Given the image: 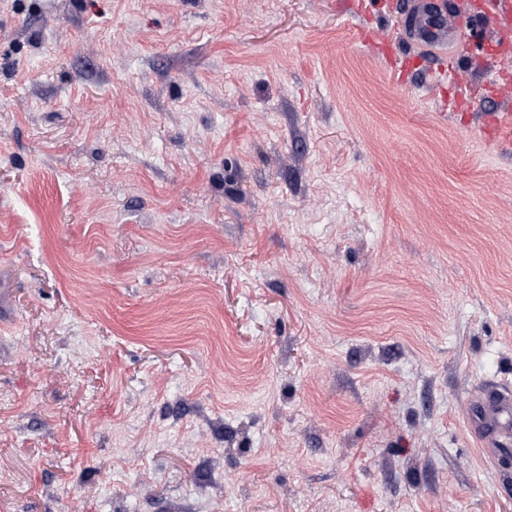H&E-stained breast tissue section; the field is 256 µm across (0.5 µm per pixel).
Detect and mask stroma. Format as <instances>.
Listing matches in <instances>:
<instances>
[{"label": "stroma", "mask_w": 512, "mask_h": 512, "mask_svg": "<svg viewBox=\"0 0 512 512\" xmlns=\"http://www.w3.org/2000/svg\"><path fill=\"white\" fill-rule=\"evenodd\" d=\"M0 0V512H512V153L408 0ZM430 77L434 86H442L448 82L454 87V103H464L466 101L472 103L470 85L456 66H448L446 63L438 62L437 67L430 71ZM478 410L484 425L477 433L480 446L484 447L488 458L498 464L503 457V448L508 446L511 435L512 389L495 387L478 402ZM505 417V421L501 419ZM491 448V449H489Z\"/></svg>", "instance_id": "stroma-1"}]
</instances>
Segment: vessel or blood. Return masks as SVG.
<instances>
[{
	"label": "vessel or blood",
	"mask_w": 512,
	"mask_h": 512,
	"mask_svg": "<svg viewBox=\"0 0 512 512\" xmlns=\"http://www.w3.org/2000/svg\"><path fill=\"white\" fill-rule=\"evenodd\" d=\"M478 14L492 21L497 35L488 42L486 54L492 60L512 57V0H469L464 12L448 15L445 5L430 4L429 0H415L408 15L412 39L421 51L454 40L470 14ZM433 85L448 84L454 87V100L469 101L470 86L456 66L438 63L430 72ZM482 132L488 138L503 144L512 143V113L496 112L486 117ZM484 424L477 434L480 446L486 448L492 462H500L503 450L512 442V389L494 388L478 402Z\"/></svg>",
	"instance_id": "vessel-or-blood-1"
}]
</instances>
